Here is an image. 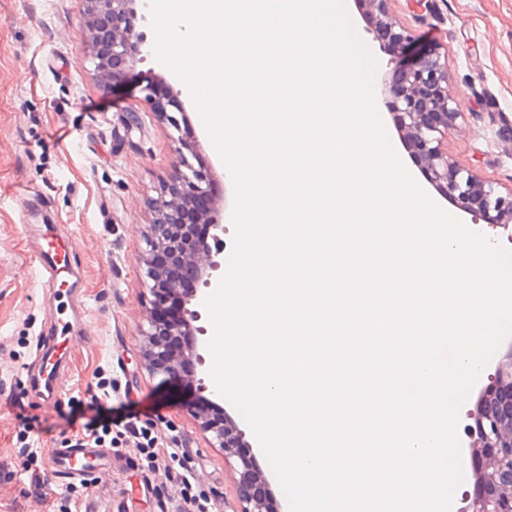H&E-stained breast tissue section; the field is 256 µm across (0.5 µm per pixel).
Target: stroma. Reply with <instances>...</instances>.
<instances>
[{
	"label": "stroma",
	"instance_id": "stroma-1",
	"mask_svg": "<svg viewBox=\"0 0 512 512\" xmlns=\"http://www.w3.org/2000/svg\"><path fill=\"white\" fill-rule=\"evenodd\" d=\"M396 31L448 56L459 116L443 143L449 166L512 192V0H386ZM349 9L378 61L382 121L392 66L366 0ZM86 0H0V512H52L78 491L72 512H181L177 463L148 464L137 433L157 447L184 449L194 494L213 512H240L236 462L215 445L195 406L212 397L199 381L159 384L145 332L153 295L145 251L161 220L174 161L172 129L143 100L151 85L178 91L187 156L222 184L218 212L230 217L233 185L186 85L154 56L114 87L75 46L87 33ZM69 246L82 291L84 341L72 343L56 383L65 397L46 405L25 370L37 340L51 334L55 308L33 279L28 244L42 236ZM112 424V475L84 482L49 477L34 492L19 454L29 437L39 455Z\"/></svg>",
	"mask_w": 512,
	"mask_h": 512
}]
</instances>
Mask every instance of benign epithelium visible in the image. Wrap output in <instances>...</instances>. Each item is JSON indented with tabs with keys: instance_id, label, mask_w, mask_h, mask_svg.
I'll return each mask as SVG.
<instances>
[{
	"instance_id": "7a95c632",
	"label": "benign epithelium",
	"mask_w": 512,
	"mask_h": 512,
	"mask_svg": "<svg viewBox=\"0 0 512 512\" xmlns=\"http://www.w3.org/2000/svg\"><path fill=\"white\" fill-rule=\"evenodd\" d=\"M89 3V35L80 40L79 47L92 60L100 77L115 85L124 79L125 64L147 51L146 41L130 37L131 18L146 19L149 0H87ZM375 8V27L382 39V49L390 56L394 67L391 76L398 86L394 92L392 107L397 114L400 128L409 132V147L420 155L428 179L448 197L467 210L474 222L502 224L504 219L512 220V193L499 194L492 185L485 184L472 175L448 166L442 157L440 143L448 134L458 117L453 107L454 97L448 90L450 62L432 52H421L408 61L400 59L403 45L411 41L407 35L393 30L385 15V0H368ZM185 138H175L171 181L167 187L169 199L163 202V209L176 208L188 199L210 200L211 175L194 167L183 152ZM155 225L154 234L148 240L145 264L147 276L152 281L164 276L163 269L153 264L154 256H171L166 266L178 256L175 243L159 231ZM191 260L197 268L194 288L188 293L181 292L177 274H172L168 288L179 300V319L170 320L156 315L148 320L149 330L145 335L152 341L150 350L151 372L166 384L182 373L183 362L191 361L193 368L203 365L204 358L199 352L197 333L193 322L199 320L198 307L205 300V290L212 287L213 273L219 271L222 262L219 255L201 249ZM213 433L216 445L231 452L237 458L238 497L241 512H272L268 508L275 495L260 469L255 456L238 451L243 445V433L229 416L224 423H206ZM491 445L499 449L500 464L512 463V443L502 442L497 435L486 433Z\"/></svg>"
}]
</instances>
